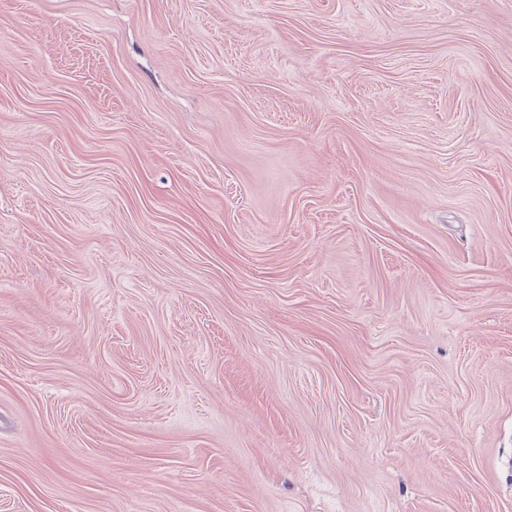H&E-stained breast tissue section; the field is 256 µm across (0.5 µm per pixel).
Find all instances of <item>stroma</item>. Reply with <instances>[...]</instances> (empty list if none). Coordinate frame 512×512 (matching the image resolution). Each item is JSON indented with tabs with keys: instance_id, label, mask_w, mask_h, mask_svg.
<instances>
[{
	"instance_id": "obj_1",
	"label": "stroma",
	"mask_w": 512,
	"mask_h": 512,
	"mask_svg": "<svg viewBox=\"0 0 512 512\" xmlns=\"http://www.w3.org/2000/svg\"><path fill=\"white\" fill-rule=\"evenodd\" d=\"M0 512H512V0H0Z\"/></svg>"
}]
</instances>
